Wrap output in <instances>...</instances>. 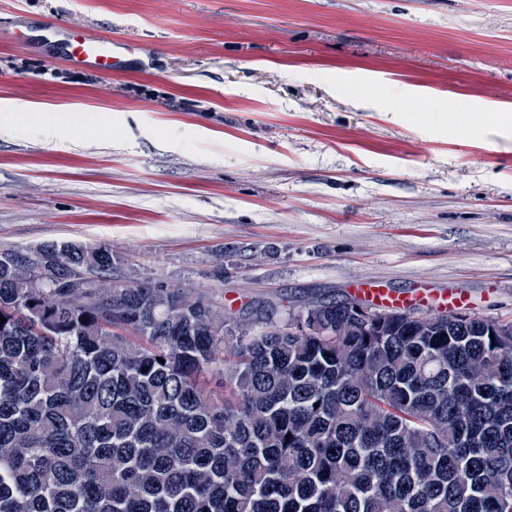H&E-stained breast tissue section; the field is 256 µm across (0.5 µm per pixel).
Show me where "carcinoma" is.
Instances as JSON below:
<instances>
[{
    "instance_id": "1",
    "label": "carcinoma",
    "mask_w": 512,
    "mask_h": 512,
    "mask_svg": "<svg viewBox=\"0 0 512 512\" xmlns=\"http://www.w3.org/2000/svg\"><path fill=\"white\" fill-rule=\"evenodd\" d=\"M112 270L0 251V512H512V322Z\"/></svg>"
}]
</instances>
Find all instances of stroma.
Here are the masks:
<instances>
[{
	"label": "stroma",
	"instance_id": "35a3bbf8",
	"mask_svg": "<svg viewBox=\"0 0 512 512\" xmlns=\"http://www.w3.org/2000/svg\"><path fill=\"white\" fill-rule=\"evenodd\" d=\"M23 22L147 51L108 79L10 39ZM451 98L480 123L449 128ZM508 110L512 0H0V112L111 122L0 126V250L105 242L116 275L235 308L369 277L512 322ZM35 121L47 136L52 137H72L79 134L85 126L73 118L52 114L42 115Z\"/></svg>",
	"mask_w": 512,
	"mask_h": 512
}]
</instances>
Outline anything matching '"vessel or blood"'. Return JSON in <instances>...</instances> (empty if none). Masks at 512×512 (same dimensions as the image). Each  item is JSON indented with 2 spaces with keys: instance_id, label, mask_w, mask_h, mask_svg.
I'll use <instances>...</instances> for the list:
<instances>
[{
  "instance_id": "vessel-or-blood-1",
  "label": "vessel or blood",
  "mask_w": 512,
  "mask_h": 512,
  "mask_svg": "<svg viewBox=\"0 0 512 512\" xmlns=\"http://www.w3.org/2000/svg\"><path fill=\"white\" fill-rule=\"evenodd\" d=\"M38 40L51 47L53 56L64 58L75 67L104 77L123 72L137 48L136 43L104 38L72 26L45 29L39 34ZM353 293L358 298L385 307H406L411 303L410 298L374 279L359 281Z\"/></svg>"
}]
</instances>
